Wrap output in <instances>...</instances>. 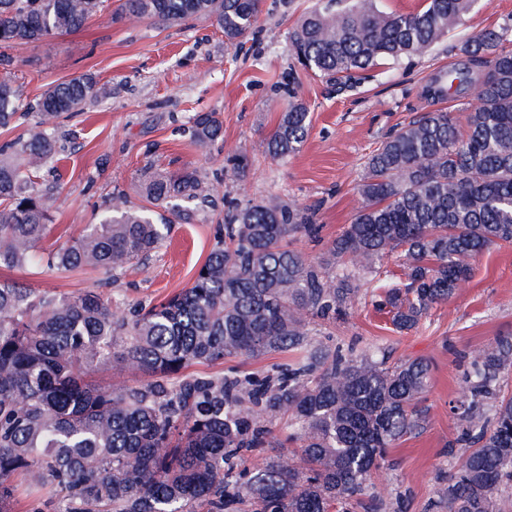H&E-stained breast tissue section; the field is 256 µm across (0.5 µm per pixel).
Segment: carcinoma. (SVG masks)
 Wrapping results in <instances>:
<instances>
[{"label":"carcinoma","mask_w":512,"mask_h":512,"mask_svg":"<svg viewBox=\"0 0 512 512\" xmlns=\"http://www.w3.org/2000/svg\"><path fill=\"white\" fill-rule=\"evenodd\" d=\"M482 0H424L408 13L375 0H317L289 33L298 63L328 78H351L383 59L421 57ZM109 0H0V49L68 33L109 9ZM131 21L212 19L234 44L259 19L260 0H122ZM508 29H488L458 48L439 97L472 91L465 131L446 111L426 112L391 134L366 162L361 205L314 261L293 246L315 238L314 211L279 197L225 202L224 227L192 284L155 303L130 306L96 290L35 292L0 281V512H12L13 479L62 496L59 512H375L365 497L388 450L415 434L430 366L389 364L367 351L311 346L308 324L334 322L371 295L409 331L463 288L469 260L512 243V50ZM112 87L82 75L26 102L0 79V129L34 114L25 138L0 146V268L26 266L42 242L56 187L38 173L57 160L59 120ZM288 110L260 144L283 160L304 142L306 107ZM215 112L191 117L202 147L218 140ZM143 204L123 193L81 238L48 253L58 272H117L148 258L170 224L214 207L220 183L196 168L148 173ZM401 267L393 280L388 261ZM293 351L260 373L181 375L191 364H222ZM464 400L451 406L469 453L446 478L440 512H502L512 483V336L472 355ZM150 377L141 386L97 388L86 368ZM299 425L273 456L238 468L244 453L271 446L270 424Z\"/></svg>","instance_id":"carcinoma-1"}]
</instances>
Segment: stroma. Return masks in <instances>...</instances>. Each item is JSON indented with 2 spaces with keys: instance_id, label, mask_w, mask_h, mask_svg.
<instances>
[{
  "instance_id": "obj_1",
  "label": "stroma",
  "mask_w": 512,
  "mask_h": 512,
  "mask_svg": "<svg viewBox=\"0 0 512 512\" xmlns=\"http://www.w3.org/2000/svg\"><path fill=\"white\" fill-rule=\"evenodd\" d=\"M122 0L84 28L8 49L10 76L24 100L38 98L47 84L80 75L109 84L110 98L87 103L60 128V160L42 170L57 184L52 221L42 242L50 249L75 240L97 223L113 192L141 202L138 185L145 169L174 173L198 168L222 179L229 199L258 201L270 196L316 211L321 242L296 246L309 258L323 255L328 241L350 223L360 205L356 186L364 163L392 130L426 112L448 111L464 120L471 96H429L432 75L459 61L457 45L487 28L512 29V0H489L421 57L404 58L331 81L301 69L289 33L312 0H262L258 28L229 44L211 20L190 17L179 24L127 21ZM296 95L311 126L300 150L274 161L259 145L277 126ZM196 112L218 113L222 143L203 148L191 137ZM250 156L245 177L228 161L240 149ZM224 208L201 210L193 223L173 224L149 260L117 274L83 270L61 274L45 264L0 268L10 279L38 291L77 294L97 290L127 303L159 302L189 287L215 246ZM471 278L450 301L435 305L416 329L393 331L390 316L360 300L334 323L314 326L312 339L330 346L386 354L389 361L423 358L431 365L428 417L423 430L389 449L372 474L380 512H437L443 477L460 463V423L450 410L464 390L461 355L512 336V244L471 259Z\"/></svg>"
}]
</instances>
